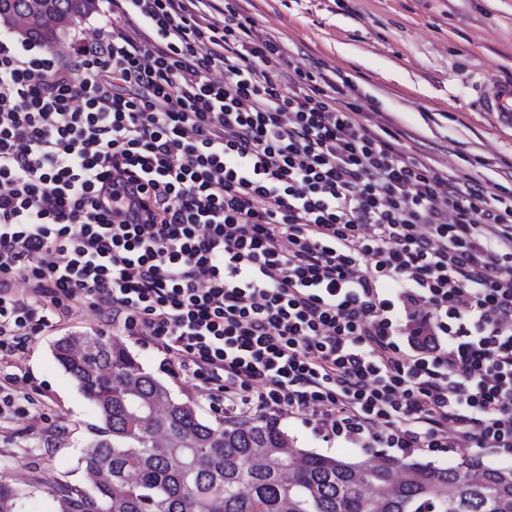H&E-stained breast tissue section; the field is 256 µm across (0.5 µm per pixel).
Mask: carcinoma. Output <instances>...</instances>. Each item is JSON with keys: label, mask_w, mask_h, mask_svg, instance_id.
Segmentation results:
<instances>
[{"label": "carcinoma", "mask_w": 512, "mask_h": 512, "mask_svg": "<svg viewBox=\"0 0 512 512\" xmlns=\"http://www.w3.org/2000/svg\"><path fill=\"white\" fill-rule=\"evenodd\" d=\"M59 12L83 16L94 0H55ZM52 345L63 372L99 420L81 457L87 486L56 484L46 494L54 512H502L512 501V467L460 458L441 467L385 456H326L295 446L277 421L226 417L211 423L173 395L122 345L84 334ZM159 403L147 422L129 419L125 405ZM165 435L167 447H155ZM0 512H46L23 487L0 481Z\"/></svg>", "instance_id": "carcinoma-1"}]
</instances>
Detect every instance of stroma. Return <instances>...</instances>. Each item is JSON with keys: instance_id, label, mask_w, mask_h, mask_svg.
Here are the masks:
<instances>
[{"instance_id": "1", "label": "stroma", "mask_w": 512, "mask_h": 512, "mask_svg": "<svg viewBox=\"0 0 512 512\" xmlns=\"http://www.w3.org/2000/svg\"><path fill=\"white\" fill-rule=\"evenodd\" d=\"M237 8L255 29L281 37L301 65L318 63L350 78L370 123L401 130L408 153L459 175L512 184V128L475 103L479 84L512 82V0H239ZM97 330L92 315L79 312L30 341L16 389L40 401L58 429L48 430L41 417L0 423V457L14 460L0 480L38 495L56 483L87 484L79 459L96 418L56 363L52 345ZM122 342L176 397L216 421L195 381L161 372V352L135 336ZM279 425L305 450L352 451L340 439L324 443L300 419L285 417Z\"/></svg>"}]
</instances>
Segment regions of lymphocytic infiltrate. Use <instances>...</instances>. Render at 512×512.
<instances>
[{"label":"lymphocytic infiltrate","mask_w":512,"mask_h":512,"mask_svg":"<svg viewBox=\"0 0 512 512\" xmlns=\"http://www.w3.org/2000/svg\"><path fill=\"white\" fill-rule=\"evenodd\" d=\"M106 2L67 57L0 39V361L83 309L213 410L512 453V203L232 5Z\"/></svg>","instance_id":"1"}]
</instances>
